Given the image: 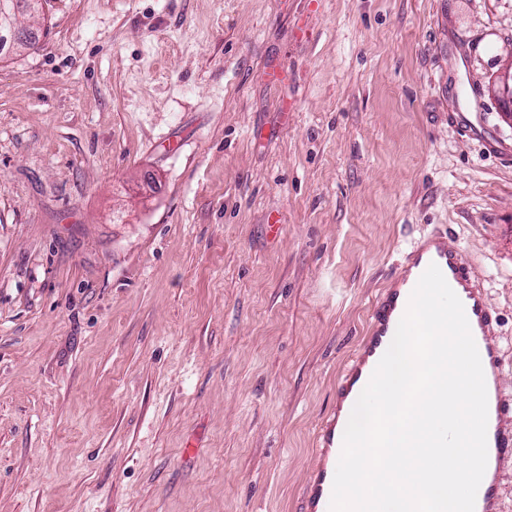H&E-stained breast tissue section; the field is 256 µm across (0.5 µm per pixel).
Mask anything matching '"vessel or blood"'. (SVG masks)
I'll use <instances>...</instances> for the list:
<instances>
[{
  "instance_id": "1",
  "label": "vessel or blood",
  "mask_w": 512,
  "mask_h": 512,
  "mask_svg": "<svg viewBox=\"0 0 512 512\" xmlns=\"http://www.w3.org/2000/svg\"><path fill=\"white\" fill-rule=\"evenodd\" d=\"M437 265L461 300L482 362L488 394V463L479 486L475 512H501V475L512 461V417H507L502 394V358L494 341L496 321L490 304L475 281L474 267L465 254L448 243L447 236L429 233L405 251L382 290L370 317L367 334L344 369L336 387V406L353 402L354 387L368 383L391 336L406 311L417 282L429 265ZM337 413L326 418L319 432V460L309 480L306 512H330L334 469L343 437Z\"/></svg>"
}]
</instances>
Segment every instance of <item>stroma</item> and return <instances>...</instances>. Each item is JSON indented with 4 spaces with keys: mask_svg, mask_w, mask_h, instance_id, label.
Returning a JSON list of instances; mask_svg holds the SVG:
<instances>
[{
    "mask_svg": "<svg viewBox=\"0 0 512 512\" xmlns=\"http://www.w3.org/2000/svg\"><path fill=\"white\" fill-rule=\"evenodd\" d=\"M0 57V512H305L404 251L512 404V0H48ZM442 271L448 285L461 300L482 362L488 394V463L479 486L475 512L501 511V475L512 461V416L507 419L502 394V358L494 341L496 321L483 290L476 284L474 267L465 254L448 244V237L429 233L405 251L370 317L367 335L344 369L336 387V413L326 418L319 432V461L309 480L307 512H330L334 469L340 458L343 436L337 425L347 403L354 401L357 383L367 385L390 337L406 311L411 293L430 264Z\"/></svg>",
    "mask_w": 512,
    "mask_h": 512,
    "instance_id": "1",
    "label": "stroma"
}]
</instances>
